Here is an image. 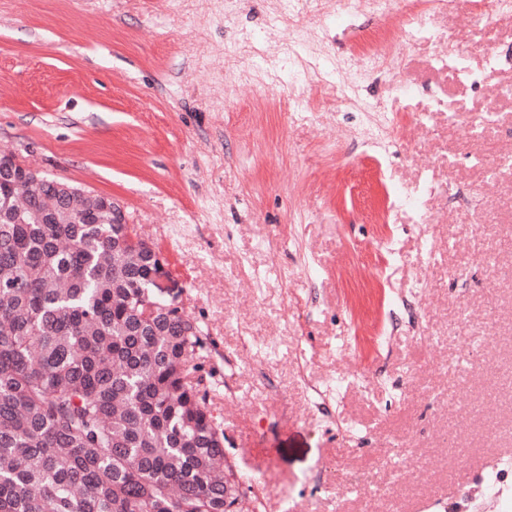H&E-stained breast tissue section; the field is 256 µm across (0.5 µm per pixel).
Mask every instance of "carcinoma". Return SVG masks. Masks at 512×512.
<instances>
[{
    "label": "carcinoma",
    "mask_w": 512,
    "mask_h": 512,
    "mask_svg": "<svg viewBox=\"0 0 512 512\" xmlns=\"http://www.w3.org/2000/svg\"><path fill=\"white\" fill-rule=\"evenodd\" d=\"M55 182L0 183V512H240L203 329L110 197Z\"/></svg>",
    "instance_id": "cac0c4a2"
}]
</instances>
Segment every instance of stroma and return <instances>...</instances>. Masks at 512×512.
<instances>
[{
    "label": "stroma",
    "mask_w": 512,
    "mask_h": 512,
    "mask_svg": "<svg viewBox=\"0 0 512 512\" xmlns=\"http://www.w3.org/2000/svg\"><path fill=\"white\" fill-rule=\"evenodd\" d=\"M408 2L305 21L353 68L397 31L403 68L360 98L444 96L373 154L340 79L292 80L287 25L263 38L273 0H0V152L118 200L166 258L250 512L512 501V64L475 85L437 67L444 45L400 34ZM424 23L463 53L512 47V15ZM393 185L429 189L425 223Z\"/></svg>",
    "instance_id": "obj_1"
}]
</instances>
